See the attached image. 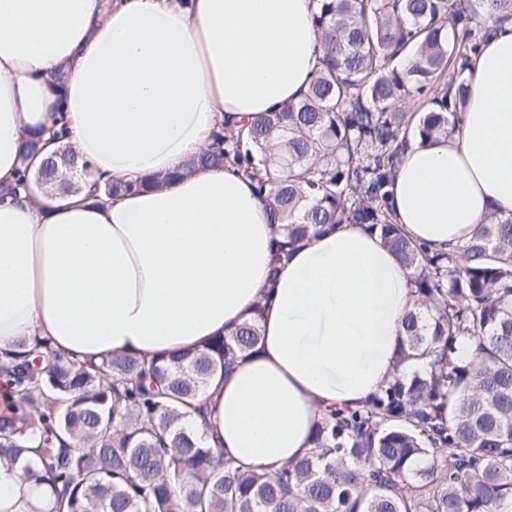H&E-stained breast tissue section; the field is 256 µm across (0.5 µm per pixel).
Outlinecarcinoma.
Instances as JSON below:
<instances>
[{
  "label": "carcinoma",
  "mask_w": 512,
  "mask_h": 512,
  "mask_svg": "<svg viewBox=\"0 0 512 512\" xmlns=\"http://www.w3.org/2000/svg\"><path fill=\"white\" fill-rule=\"evenodd\" d=\"M486 4L512 20V0H317L324 54L305 93L221 126L187 167L242 170L283 251L319 224H365L411 272L396 374L370 405L325 415L312 449L268 474L206 447L188 419L258 345L260 310L229 338L158 358L76 364L36 346L0 366L17 397L0 414V461L34 454L45 487L34 512H512V217L477 225L457 253H430L393 223L386 193L410 130L433 141L458 129L466 74L491 35ZM59 139L22 142L0 199L25 181L76 189L64 180L86 173L78 155L43 150ZM138 189L86 183L90 198Z\"/></svg>",
  "instance_id": "carcinoma-1"
}]
</instances>
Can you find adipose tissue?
I'll return each instance as SVG.
<instances>
[{"instance_id": "1", "label": "adipose tissue", "mask_w": 512, "mask_h": 512, "mask_svg": "<svg viewBox=\"0 0 512 512\" xmlns=\"http://www.w3.org/2000/svg\"><path fill=\"white\" fill-rule=\"evenodd\" d=\"M315 0H0V184L28 134L65 127L100 181L164 183L93 201L40 187L0 202V363L47 344L69 361L158 357L258 315L257 351L201 400L207 447L273 472L312 446L317 419L365 408L395 370L414 298L408 271L359 224L277 256L254 182L186 172L220 124L298 100L320 67ZM474 57L453 138L413 140L388 186L393 221L454 253L512 216V21ZM64 68L67 82L48 81ZM42 490L0 463V512Z\"/></svg>"}]
</instances>
